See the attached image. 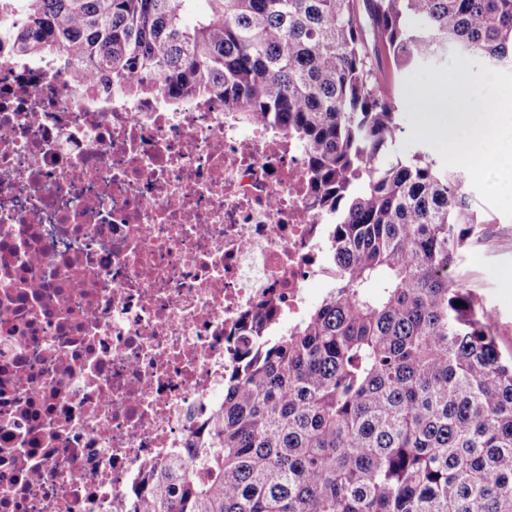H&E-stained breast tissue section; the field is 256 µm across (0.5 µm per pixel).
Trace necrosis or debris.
Masks as SVG:
<instances>
[{
	"mask_svg": "<svg viewBox=\"0 0 512 512\" xmlns=\"http://www.w3.org/2000/svg\"><path fill=\"white\" fill-rule=\"evenodd\" d=\"M307 183L301 144L222 102L0 60V512H122L217 403L228 337L306 303Z\"/></svg>",
	"mask_w": 512,
	"mask_h": 512,
	"instance_id": "obj_1",
	"label": "necrosis or debris"
}]
</instances>
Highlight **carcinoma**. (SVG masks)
Returning a JSON list of instances; mask_svg holds the SVG:
<instances>
[{
	"instance_id": "1",
	"label": "carcinoma",
	"mask_w": 512,
	"mask_h": 512,
	"mask_svg": "<svg viewBox=\"0 0 512 512\" xmlns=\"http://www.w3.org/2000/svg\"><path fill=\"white\" fill-rule=\"evenodd\" d=\"M189 2L0 0V55L171 109L210 97L303 144L330 225L332 288L248 331L224 402L125 512H512V356L463 269L486 221L462 173L394 150L381 66L512 72V0H206L192 26Z\"/></svg>"
}]
</instances>
